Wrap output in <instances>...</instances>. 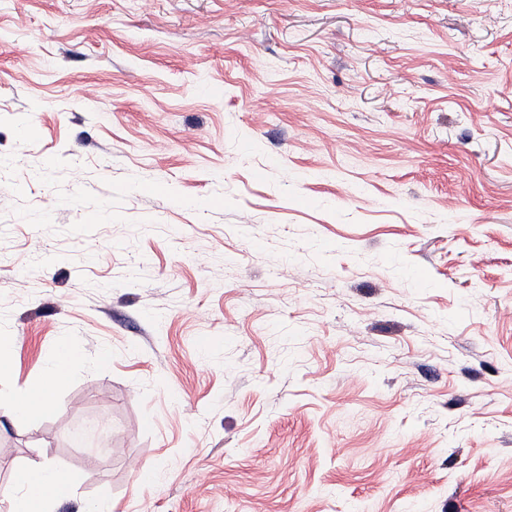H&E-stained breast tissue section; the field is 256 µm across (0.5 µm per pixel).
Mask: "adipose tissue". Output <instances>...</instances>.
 Returning <instances> with one entry per match:
<instances>
[{
	"label": "adipose tissue",
	"mask_w": 512,
	"mask_h": 512,
	"mask_svg": "<svg viewBox=\"0 0 512 512\" xmlns=\"http://www.w3.org/2000/svg\"><path fill=\"white\" fill-rule=\"evenodd\" d=\"M75 358L73 348H61L50 361L39 389H18L0 394V405H7L13 413L27 416L49 410L52 406L51 389L56 381L63 379L68 365ZM68 490V483L63 482L62 474L55 466L40 464L27 469L25 476L14 482L9 512H54L56 500L66 495Z\"/></svg>",
	"instance_id": "adipose-tissue-1"
}]
</instances>
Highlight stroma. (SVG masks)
<instances>
[{"label":"stroma","mask_w":512,"mask_h":512,"mask_svg":"<svg viewBox=\"0 0 512 512\" xmlns=\"http://www.w3.org/2000/svg\"><path fill=\"white\" fill-rule=\"evenodd\" d=\"M1 160L0 485L512 512V0H0ZM76 356L73 348H61L50 361L46 377L39 389H17L5 395L0 393V407L6 404L13 413L27 416L49 410L52 407L50 392L54 382L62 381L68 365Z\"/></svg>","instance_id":"stroma-1"}]
</instances>
